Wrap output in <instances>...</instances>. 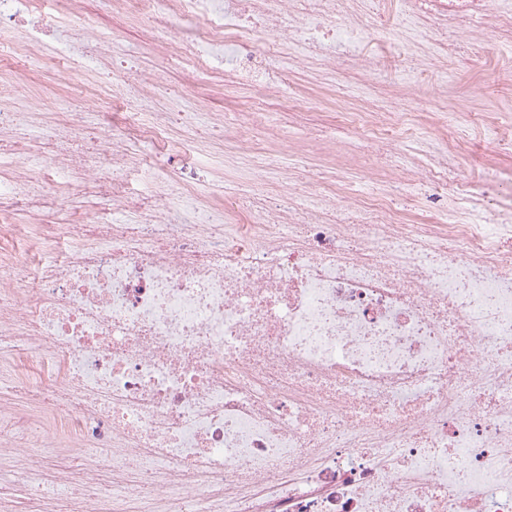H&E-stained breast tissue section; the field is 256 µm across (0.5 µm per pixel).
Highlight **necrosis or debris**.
Here are the masks:
<instances>
[{
	"label": "necrosis or debris",
	"instance_id": "1",
	"mask_svg": "<svg viewBox=\"0 0 512 512\" xmlns=\"http://www.w3.org/2000/svg\"><path fill=\"white\" fill-rule=\"evenodd\" d=\"M159 24L153 46L176 56L175 19L195 21L182 84L145 77L160 112L115 114L112 87L27 138L34 100L0 80V512H512V196L450 176L449 156L512 146V124L472 113L460 135L441 110L442 146L398 169L426 183V221L381 187L419 113L384 111L370 94L336 114L364 142L340 152L308 204L208 198L199 151L236 136L224 160L275 166L258 133L287 140L266 112H191L187 85L230 48L225 83L248 75L256 101L278 96L270 70L289 44L354 39L362 68L411 95L448 70L453 46L512 37L497 0H406L377 22L366 0H107ZM43 0H0V58L40 56ZM408 36L386 43L384 31ZM165 193L131 201L129 172L157 167ZM68 174L81 223L36 175ZM27 234L28 252L11 250ZM83 440L57 457L36 429Z\"/></svg>",
	"mask_w": 512,
	"mask_h": 512
}]
</instances>
